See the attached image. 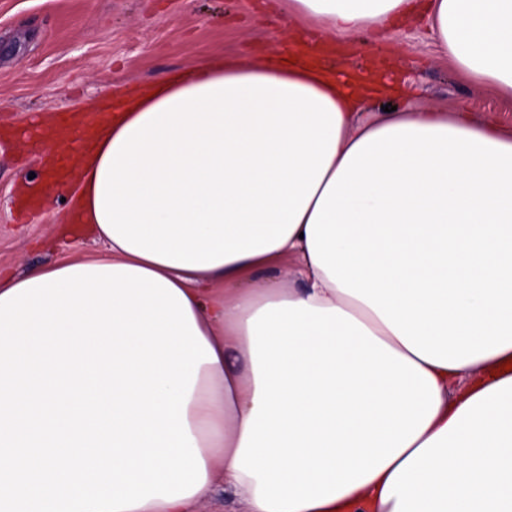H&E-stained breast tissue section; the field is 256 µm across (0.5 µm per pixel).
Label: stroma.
<instances>
[{
  "label": "stroma",
  "mask_w": 512,
  "mask_h": 512,
  "mask_svg": "<svg viewBox=\"0 0 512 512\" xmlns=\"http://www.w3.org/2000/svg\"><path fill=\"white\" fill-rule=\"evenodd\" d=\"M268 0H0V273L14 274L63 254L92 251L91 236L55 239L69 202L53 195L32 220L18 215L19 191L41 187V157L19 145L32 118L87 111L125 86L146 87L209 58L247 60L287 40ZM337 69L378 65L409 88L400 108L450 110L465 101L475 120L494 114L512 128V104L475 94L436 52L426 19L393 30L382 51L370 35L328 56Z\"/></svg>",
  "instance_id": "obj_1"
}]
</instances>
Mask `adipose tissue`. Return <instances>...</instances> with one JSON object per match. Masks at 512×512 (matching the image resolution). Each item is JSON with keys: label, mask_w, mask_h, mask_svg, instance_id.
I'll use <instances>...</instances> for the list:
<instances>
[{"label": "adipose tissue", "mask_w": 512, "mask_h": 512, "mask_svg": "<svg viewBox=\"0 0 512 512\" xmlns=\"http://www.w3.org/2000/svg\"><path fill=\"white\" fill-rule=\"evenodd\" d=\"M280 0L302 31L116 92L70 160L101 249L187 298L217 360L186 408L206 482L134 512H512V130L399 109L321 44L426 14L449 70L512 102V0Z\"/></svg>", "instance_id": "adipose-tissue-1"}]
</instances>
